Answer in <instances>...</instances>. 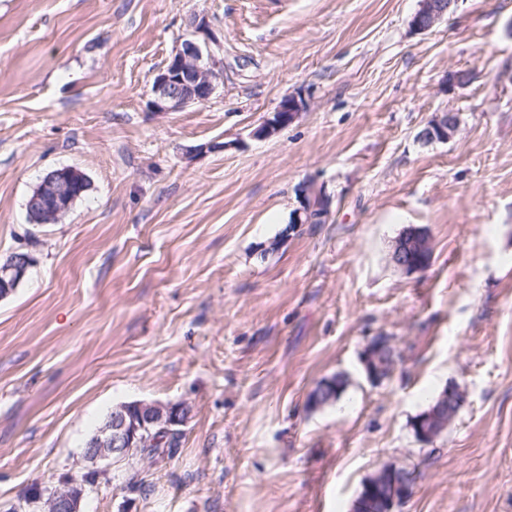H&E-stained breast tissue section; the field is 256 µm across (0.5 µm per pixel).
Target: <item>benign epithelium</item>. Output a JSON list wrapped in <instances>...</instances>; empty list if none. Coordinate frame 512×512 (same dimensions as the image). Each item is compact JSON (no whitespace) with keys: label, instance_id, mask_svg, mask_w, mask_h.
<instances>
[{"label":"benign epithelium","instance_id":"1","mask_svg":"<svg viewBox=\"0 0 512 512\" xmlns=\"http://www.w3.org/2000/svg\"><path fill=\"white\" fill-rule=\"evenodd\" d=\"M457 0H421L419 10L413 15L410 26L414 31L426 33L439 25L450 13ZM192 39L180 44L174 55L154 78L150 105L158 112H173L193 104L209 101L223 79V66L216 59L210 43L214 41L205 19L191 22ZM305 98L291 95L280 103L273 115L254 131L257 136H270L294 122L305 109ZM459 130L458 115L450 110L436 113L419 132L424 143L448 142ZM86 183L85 175L76 169L50 173L43 186L32 198L31 208L38 214V223L57 222L70 208L72 189ZM300 206L293 214L295 224H316L331 214V198L325 191L314 192L309 185L299 189ZM390 264L405 274L422 272L433 259V247L427 230L412 227L403 231L392 244L388 254ZM33 267L32 254L23 248L12 252L8 262L0 268V292L9 295ZM362 364L367 377L380 381L383 366L373 345H368ZM456 404L453 394L442 395L437 406L422 413L416 422L419 440L425 444L440 436L435 424L437 413L446 403ZM182 408L145 401L121 404L112 409V417L100 427L84 448L85 460L95 469H107L120 464L135 449L141 447L154 429L174 432L185 425ZM398 488L386 505V512H402L412 494L413 483L409 478L400 479L390 472ZM45 506L49 512H78L79 501L70 486L47 492Z\"/></svg>","mask_w":512,"mask_h":512}]
</instances>
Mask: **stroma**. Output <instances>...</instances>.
I'll return each instance as SVG.
<instances>
[{"instance_id": "35a3bbf8", "label": "stroma", "mask_w": 512, "mask_h": 512, "mask_svg": "<svg viewBox=\"0 0 512 512\" xmlns=\"http://www.w3.org/2000/svg\"><path fill=\"white\" fill-rule=\"evenodd\" d=\"M418 8L0 0V260L35 258L0 299V512L81 478L134 401L187 403L180 446L99 472L80 512H351L385 465L416 477L404 512H512V0H457L423 34ZM197 14L224 83L155 111ZM296 93L307 111L255 136ZM446 109L457 135L420 141ZM61 168L88 191L29 223ZM305 184L332 196L326 223H291ZM410 226L433 244L422 274L388 261ZM376 336L399 355L379 384ZM448 386L462 406L421 443L412 422ZM372 352H374L375 354L372 355ZM396 357H397V354L393 347L389 351L381 352V355L379 356L378 351L374 348L373 343L371 341L369 343V345L367 346V348L364 352V356L362 358V364H363L364 369L367 372V377L372 382L381 381L379 375L381 374V371L383 370V366L380 364L379 359L385 365L384 368L386 369L388 377H389L394 370L395 363H396Z\"/></svg>"}]
</instances>
